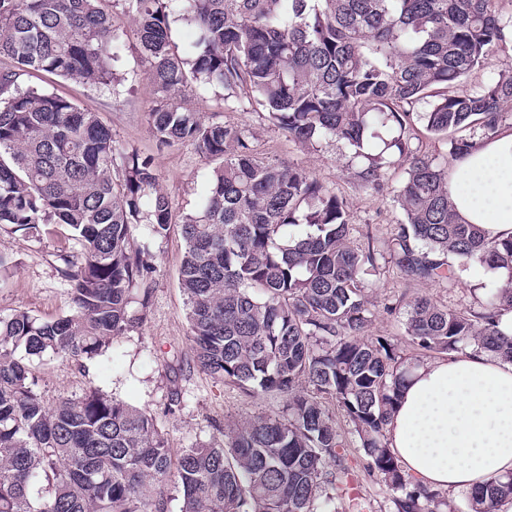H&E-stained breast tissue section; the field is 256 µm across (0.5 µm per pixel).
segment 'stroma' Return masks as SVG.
Segmentation results:
<instances>
[{
	"instance_id": "1",
	"label": "stroma",
	"mask_w": 512,
	"mask_h": 512,
	"mask_svg": "<svg viewBox=\"0 0 512 512\" xmlns=\"http://www.w3.org/2000/svg\"><path fill=\"white\" fill-rule=\"evenodd\" d=\"M113 21L126 34L123 50L126 83L119 99L44 72L31 73L28 81L99 113L124 149L152 157L175 214H183L196 206L208 165L194 146L187 143L162 146L153 137L145 111L154 96V87L140 61L137 25L119 10L114 11ZM185 104L207 118L249 130L250 142L259 157L301 164L344 199L351 240L372 243L376 257L374 286L368 292L373 313L370 337H386L398 345L402 355L417 356L418 351L409 344L404 326V310L415 299L428 297L451 309L475 308L499 289L500 271L477 262L458 267L456 279L450 285L403 279L390 257L402 211L392 193L366 190L348 175L347 150L325 144L314 149L304 146L265 121L253 107H226L218 89L191 92ZM132 243L148 246L154 266L148 281L150 304L143 324L115 342L113 359L101 358L82 367L49 357L34 361L39 389L46 400H55L62 393L78 394L88 387H99L132 405L149 409L174 448L209 441L216 426L243 423L279 411L280 398L248 395L196 367L187 338L184 296L178 284L185 247L180 224H170L166 233L151 239L142 228H134ZM71 245L67 227L58 224L52 225L50 234L39 241L24 238L11 226H0V256L6 260L5 271L0 272V314L5 316L24 309L52 321L65 313L67 285L60 273L63 266L60 252ZM388 303L397 306V313L385 311ZM176 393L182 396L183 403L172 410L168 403ZM336 426L347 442L345 461L355 474V494L363 504V512H394L391 492L365 471L364 453L344 414H337Z\"/></svg>"
}]
</instances>
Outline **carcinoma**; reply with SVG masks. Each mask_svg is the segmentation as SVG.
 <instances>
[{"label": "carcinoma", "instance_id": "1", "mask_svg": "<svg viewBox=\"0 0 512 512\" xmlns=\"http://www.w3.org/2000/svg\"><path fill=\"white\" fill-rule=\"evenodd\" d=\"M499 0H0V224L29 238L67 226L80 250L63 257L67 312L43 321L0 315V512H363L347 447L326 401L353 424L367 471L396 493V512H440L438 491L413 483L385 443L407 374L394 343L368 337L370 245L347 241L336 192L298 164L263 160L246 130L205 122L181 105L218 86L229 107L265 119L307 145L349 150L347 170L404 212L395 264L412 281L451 282L479 260L510 282L478 309L421 297L405 313L418 349L467 347L512 362V236L488 239L448 200V165L421 154L412 121L448 135L458 157L477 137L512 125V67L471 87V74L512 20ZM132 15L156 89L147 111L161 145L189 143L211 165L194 210L181 215L179 285L196 367L255 396L285 400L280 414L228 425L221 437L170 447L155 415L96 387L46 401L33 359L79 365L106 355L142 321L149 253L132 251L137 224L162 235L173 205L153 162L120 149L98 113L27 84L32 71L118 96ZM197 29L179 51L172 26ZM421 112H415L417 108ZM122 164L114 165L116 157ZM142 287L131 308L133 291ZM512 497V475L470 490V512Z\"/></svg>", "mask_w": 512, "mask_h": 512}]
</instances>
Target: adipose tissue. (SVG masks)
Returning a JSON list of instances; mask_svg holds the SVG:
<instances>
[{
	"label": "adipose tissue",
	"mask_w": 512,
	"mask_h": 512,
	"mask_svg": "<svg viewBox=\"0 0 512 512\" xmlns=\"http://www.w3.org/2000/svg\"><path fill=\"white\" fill-rule=\"evenodd\" d=\"M463 223L512 235V127L475 139L448 167ZM386 443L414 481L455 495L512 473V363L483 352L421 363L405 380Z\"/></svg>",
	"instance_id": "obj_1"
}]
</instances>
